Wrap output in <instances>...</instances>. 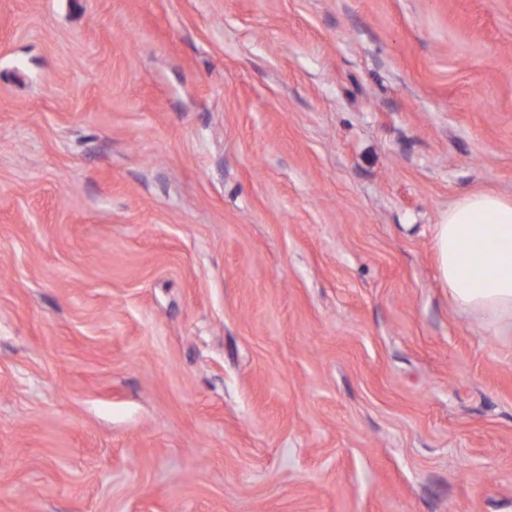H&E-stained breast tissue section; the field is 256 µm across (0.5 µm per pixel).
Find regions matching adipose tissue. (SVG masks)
I'll list each match as a JSON object with an SVG mask.
<instances>
[{
	"mask_svg": "<svg viewBox=\"0 0 512 512\" xmlns=\"http://www.w3.org/2000/svg\"><path fill=\"white\" fill-rule=\"evenodd\" d=\"M433 233L440 278L459 306L512 319V199L461 195Z\"/></svg>",
	"mask_w": 512,
	"mask_h": 512,
	"instance_id": "obj_1",
	"label": "adipose tissue"
}]
</instances>
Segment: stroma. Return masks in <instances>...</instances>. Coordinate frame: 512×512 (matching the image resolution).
I'll use <instances>...</instances> for the list:
<instances>
[{
    "label": "stroma",
    "instance_id": "obj_1",
    "mask_svg": "<svg viewBox=\"0 0 512 512\" xmlns=\"http://www.w3.org/2000/svg\"><path fill=\"white\" fill-rule=\"evenodd\" d=\"M512 0H0V512H512ZM442 282L463 310L512 325V199L491 193L459 196L433 228ZM475 270L473 254L487 244Z\"/></svg>",
    "mask_w": 512,
    "mask_h": 512
}]
</instances>
